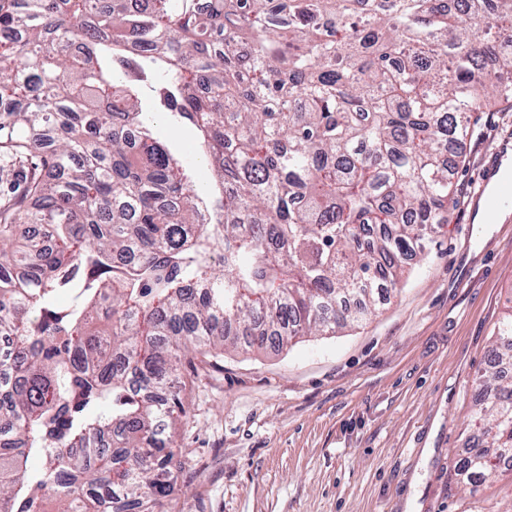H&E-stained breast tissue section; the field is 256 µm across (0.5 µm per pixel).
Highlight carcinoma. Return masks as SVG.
I'll list each match as a JSON object with an SVG mask.
<instances>
[{
  "label": "carcinoma",
  "instance_id": "obj_1",
  "mask_svg": "<svg viewBox=\"0 0 512 512\" xmlns=\"http://www.w3.org/2000/svg\"><path fill=\"white\" fill-rule=\"evenodd\" d=\"M2 28L0 156L35 202L0 206V512H164L182 359L374 316L512 99V0H0ZM153 78L214 194L140 111ZM478 386L465 486L512 453V310Z\"/></svg>",
  "mask_w": 512,
  "mask_h": 512
}]
</instances>
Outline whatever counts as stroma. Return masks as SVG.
Segmentation results:
<instances>
[{
	"label": "stroma",
	"mask_w": 512,
	"mask_h": 512,
	"mask_svg": "<svg viewBox=\"0 0 512 512\" xmlns=\"http://www.w3.org/2000/svg\"><path fill=\"white\" fill-rule=\"evenodd\" d=\"M200 189L196 131L159 121ZM512 105L482 113L457 170L440 246L360 328L283 351L183 364L188 411L173 431L185 470L165 512H503L512 486L457 484L454 452L475 431L478 377L512 305V216L474 221Z\"/></svg>",
	"instance_id": "stroma-1"
}]
</instances>
